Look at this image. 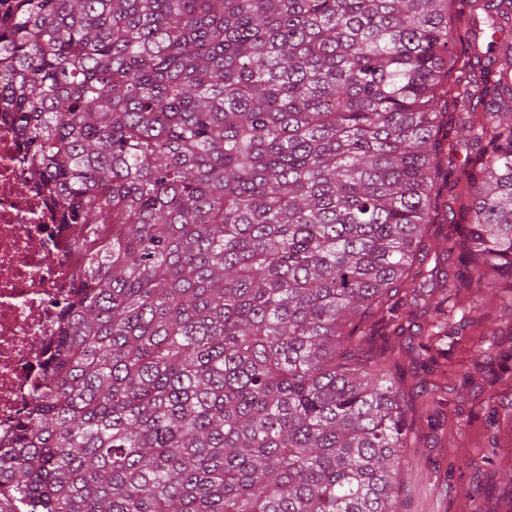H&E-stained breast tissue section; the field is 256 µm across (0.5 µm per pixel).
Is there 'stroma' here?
<instances>
[{
    "instance_id": "35a3bbf8",
    "label": "stroma",
    "mask_w": 512,
    "mask_h": 512,
    "mask_svg": "<svg viewBox=\"0 0 512 512\" xmlns=\"http://www.w3.org/2000/svg\"><path fill=\"white\" fill-rule=\"evenodd\" d=\"M462 335L372 336L369 357L387 356L418 428L407 451L399 512H512V294L473 289L453 319ZM503 336L493 341L489 324Z\"/></svg>"
}]
</instances>
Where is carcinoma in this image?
Segmentation results:
<instances>
[{"label":"carcinoma","mask_w":512,"mask_h":512,"mask_svg":"<svg viewBox=\"0 0 512 512\" xmlns=\"http://www.w3.org/2000/svg\"><path fill=\"white\" fill-rule=\"evenodd\" d=\"M502 0H0V96L84 257L0 447V512H396L385 360L512 280ZM458 120L474 158L440 135ZM466 199L430 255L443 192ZM434 266L428 267V259Z\"/></svg>","instance_id":"carcinoma-1"}]
</instances>
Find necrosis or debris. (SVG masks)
Masks as SVG:
<instances>
[{
    "instance_id": "4bbe7bcc",
    "label": "necrosis or debris",
    "mask_w": 512,
    "mask_h": 512,
    "mask_svg": "<svg viewBox=\"0 0 512 512\" xmlns=\"http://www.w3.org/2000/svg\"><path fill=\"white\" fill-rule=\"evenodd\" d=\"M0 98V443L44 376L57 333L58 302L80 263L53 222L40 188L26 184L25 161Z\"/></svg>"
}]
</instances>
